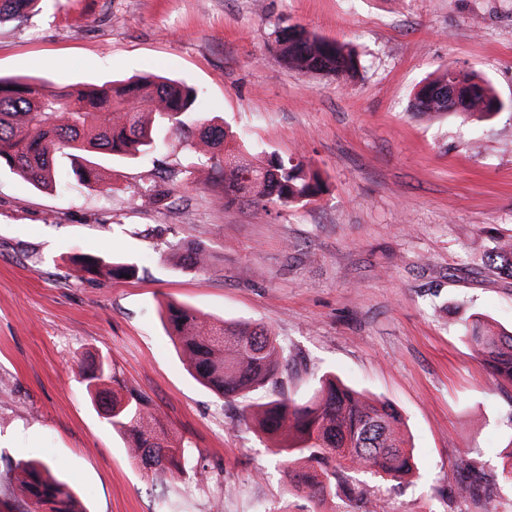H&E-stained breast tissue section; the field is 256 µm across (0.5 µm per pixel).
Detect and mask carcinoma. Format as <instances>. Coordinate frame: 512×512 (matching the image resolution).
Wrapping results in <instances>:
<instances>
[{"label":"carcinoma","instance_id":"cac0c4a2","mask_svg":"<svg viewBox=\"0 0 512 512\" xmlns=\"http://www.w3.org/2000/svg\"><path fill=\"white\" fill-rule=\"evenodd\" d=\"M38 0H0V23L22 20ZM280 61L303 75L347 83L360 72L361 62L345 44L317 36L296 25L274 30ZM198 94L183 82L139 76L123 83L57 87L45 77L0 76V168L6 167L37 189L58 184L57 155L77 162L74 174L87 185L98 182L90 157L107 154L137 158L157 153L163 144L158 127L187 136L192 166L206 169L224 190V205L250 204L261 216L274 206L290 208L322 195L327 184L320 172L303 161L270 156L255 164L236 149L226 148L224 126L191 119ZM499 97L489 81L446 67L413 95L410 111L421 116L448 113L465 123L490 118ZM189 169L173 170L163 183L146 188L152 201L167 205L164 184ZM186 270H203L209 253L194 244L180 254ZM484 264L512 278V236L497 239L483 256ZM77 276L101 271L113 279L133 277L137 266L103 256L72 259ZM164 327L197 379L226 400L259 387L276 391L262 409L243 416L273 440L288 458L290 477L317 505L331 496L361 495L348 471L370 472L400 480L411 474L415 460L402 433V418L388 402L369 399L333 375L322 376L303 402L289 398L280 377L287 360L285 348L268 329L244 322L214 323L186 306L170 302ZM475 356L500 384L512 386V331L497 330L479 318L463 324ZM82 381L90 403L112 430L129 436L128 451L144 469L164 480L186 472L185 444L158 426L149 399L121 386L105 360L88 364ZM351 448L348 464L336 449ZM16 494L9 512H78L69 486L50 468L33 459L9 467Z\"/></svg>","mask_w":512,"mask_h":512}]
</instances>
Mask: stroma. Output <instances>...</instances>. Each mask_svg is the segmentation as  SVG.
<instances>
[{"mask_svg": "<svg viewBox=\"0 0 512 512\" xmlns=\"http://www.w3.org/2000/svg\"><path fill=\"white\" fill-rule=\"evenodd\" d=\"M284 23L349 44L359 79L283 66L272 33ZM448 64L489 78L504 109L464 125L410 112L418 83ZM144 73L199 89V118L228 124L249 160H303L328 190L261 218L200 174L158 206L147 186L188 162L175 133L157 157L96 156V191L66 155L55 190L1 170L0 500L9 462L34 458L61 464L85 512H359L343 497L314 507L241 421L271 389L230 402L195 380L165 334L174 301L268 328L294 399L332 372L399 411L417 471L354 474L364 498L387 512H512V485L488 482L512 460V387L462 334L475 313L512 325V279L481 263L512 235V0H41L0 25L1 76ZM188 240L207 248L206 269L181 268ZM86 253L139 274L77 278L69 258ZM100 357L186 443L179 480L154 479L90 404L81 368ZM466 477L474 494L457 489Z\"/></svg>", "mask_w": 512, "mask_h": 512, "instance_id": "obj_1", "label": "stroma"}]
</instances>
